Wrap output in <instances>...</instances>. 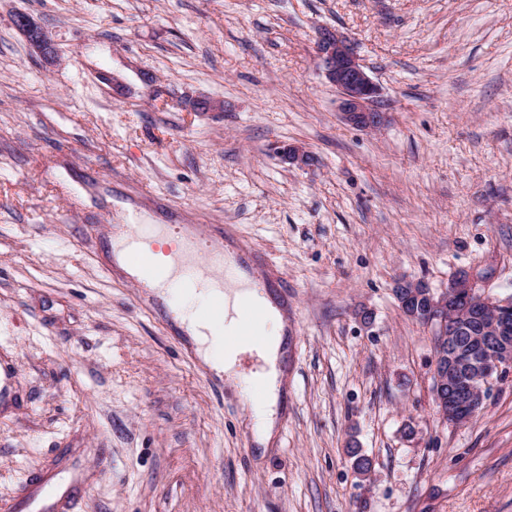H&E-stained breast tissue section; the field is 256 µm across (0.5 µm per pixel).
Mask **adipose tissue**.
<instances>
[{
	"mask_svg": "<svg viewBox=\"0 0 512 512\" xmlns=\"http://www.w3.org/2000/svg\"><path fill=\"white\" fill-rule=\"evenodd\" d=\"M233 251L224 255V273L216 275L200 269L155 283L161 298H173L177 322L197 346L202 362L225 384L236 390L241 403L250 411L256 444L269 446L276 434L282 386L285 378V321L279 304L269 292L253 287L251 279L238 271ZM224 296V319L215 323L205 317L216 294ZM254 307L261 313L257 323H250L244 309ZM256 325L258 335L243 336L249 325ZM253 356L258 364L253 371L242 372L241 360Z\"/></svg>",
	"mask_w": 512,
	"mask_h": 512,
	"instance_id": "adipose-tissue-1",
	"label": "adipose tissue"
}]
</instances>
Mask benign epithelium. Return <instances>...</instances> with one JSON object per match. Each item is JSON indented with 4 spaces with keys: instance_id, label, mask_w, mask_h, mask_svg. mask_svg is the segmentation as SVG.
Instances as JSON below:
<instances>
[{
    "instance_id": "obj_1",
    "label": "benign epithelium",
    "mask_w": 512,
    "mask_h": 512,
    "mask_svg": "<svg viewBox=\"0 0 512 512\" xmlns=\"http://www.w3.org/2000/svg\"><path fill=\"white\" fill-rule=\"evenodd\" d=\"M30 40L42 46L46 34L27 15H17ZM317 54L328 82L338 92V112L351 127L361 131L380 128L387 119L381 88L367 73L351 41L342 33L323 28L318 33ZM283 161L299 167L312 161L301 146L286 145L279 150ZM400 308L404 315L434 328L439 338L435 355V401L439 415L450 423H463L484 406L494 377L512 371V299L497 300L476 292L469 277L457 276L448 289L435 293L421 280H402L397 284ZM428 299L427 312L414 306ZM476 319L481 335L472 336L461 346L448 324L460 319Z\"/></svg>"
}]
</instances>
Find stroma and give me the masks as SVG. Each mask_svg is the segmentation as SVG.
I'll list each match as a JSON object with an SVG mask.
<instances>
[{"label":"stroma","mask_w":512,"mask_h":512,"mask_svg":"<svg viewBox=\"0 0 512 512\" xmlns=\"http://www.w3.org/2000/svg\"><path fill=\"white\" fill-rule=\"evenodd\" d=\"M24 13L49 45H33ZM347 35L388 123L345 124ZM301 145L312 164L281 160ZM219 224L288 320L278 432L136 300L111 238ZM512 299V0H0V501L71 512H512V373L454 425L394 288ZM372 315L364 321L362 312ZM371 461L357 474L348 447ZM316 49L325 78L338 92L342 119L357 130L379 129L387 119L382 91L367 73L351 41L338 31L323 28Z\"/></svg>","instance_id":"stroma-1"}]
</instances>
